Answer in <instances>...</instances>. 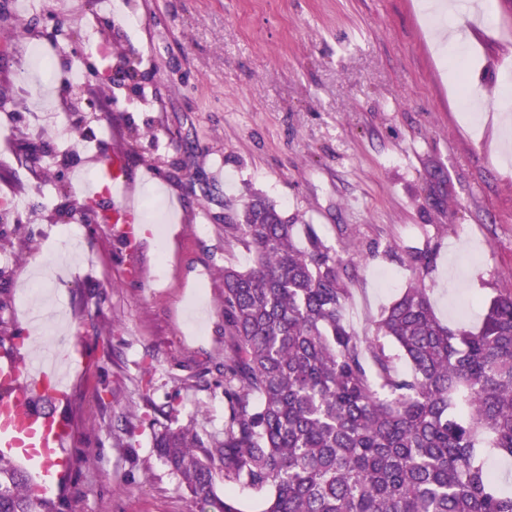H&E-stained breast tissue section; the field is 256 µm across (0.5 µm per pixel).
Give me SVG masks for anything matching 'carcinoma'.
Instances as JSON below:
<instances>
[{
  "instance_id": "obj_1",
  "label": "carcinoma",
  "mask_w": 512,
  "mask_h": 512,
  "mask_svg": "<svg viewBox=\"0 0 512 512\" xmlns=\"http://www.w3.org/2000/svg\"><path fill=\"white\" fill-rule=\"evenodd\" d=\"M299 231L261 196L224 216L253 258L224 268V438L154 437L189 512H241L218 495L220 471L262 512H512V485L489 464L512 459V287L471 329L443 324L413 283L360 336L336 249ZM30 479L0 458V512H65L61 497H32Z\"/></svg>"
}]
</instances>
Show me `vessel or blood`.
Instances as JSON below:
<instances>
[{
  "label": "vessel or blood",
  "instance_id": "b4317fda",
  "mask_svg": "<svg viewBox=\"0 0 512 512\" xmlns=\"http://www.w3.org/2000/svg\"><path fill=\"white\" fill-rule=\"evenodd\" d=\"M100 178L112 187L110 223L133 238L138 199L125 158L114 154ZM67 398L57 363L36 367L13 349L0 350V457L21 463L46 491L62 483L58 466L70 427L58 407Z\"/></svg>",
  "mask_w": 512,
  "mask_h": 512
}]
</instances>
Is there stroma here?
Segmentation results:
<instances>
[{
    "label": "stroma",
    "instance_id": "stroma-1",
    "mask_svg": "<svg viewBox=\"0 0 512 512\" xmlns=\"http://www.w3.org/2000/svg\"><path fill=\"white\" fill-rule=\"evenodd\" d=\"M88 2L43 0L21 19L0 0V112L13 114L0 121V197L28 203L0 205V341L45 352L24 298L38 266L54 283L48 316L65 322L59 356L73 363L67 512H188L154 435L172 407L178 425L224 436V269L252 265L224 217L251 195L335 246L358 334L419 280L443 322L473 328L512 286L499 112L512 91V0H492V22L470 30L475 51L448 81L413 0H112L98 47L77 22ZM48 42L60 67L81 55L85 82L41 76ZM127 57L136 78L106 84L103 64ZM102 90L109 112L88 111ZM63 97L86 148L36 125ZM117 151L165 241H128L78 214L85 181Z\"/></svg>",
    "mask_w": 512,
    "mask_h": 512
}]
</instances>
